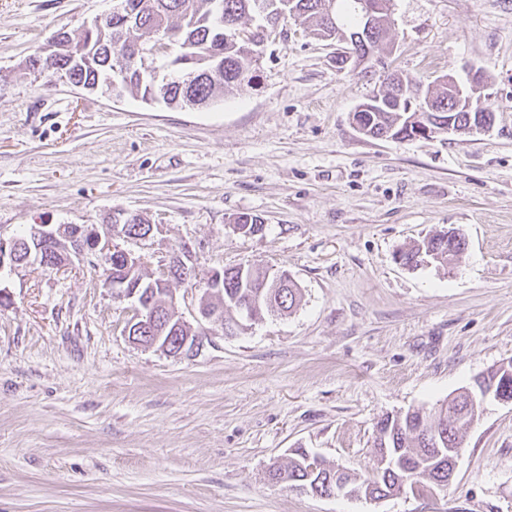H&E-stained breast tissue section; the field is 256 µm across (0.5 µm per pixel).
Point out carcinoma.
Instances as JSON below:
<instances>
[{
  "label": "carcinoma",
  "instance_id": "1",
  "mask_svg": "<svg viewBox=\"0 0 512 512\" xmlns=\"http://www.w3.org/2000/svg\"><path fill=\"white\" fill-rule=\"evenodd\" d=\"M131 5L133 15L112 12L105 26L92 31L83 30L72 36L59 34L53 43L30 55L26 66L32 71L60 75L75 85L94 86L112 77L114 68H125L124 75L112 92L130 94L144 101L153 99L152 74L141 61H134L127 47L129 28H137V36L150 39L158 28L178 32L177 53L169 65L178 66L199 74L202 80L193 86L181 85L171 78L162 100L172 107L183 108L194 102L208 107L232 93L245 80H252L259 62L258 47L276 32L280 23L289 19L298 21L313 34L336 39V28L352 36L361 30L363 16L372 12V32L345 45V48L364 58L389 36L391 0H266L267 12L260 17L256 13V0H120ZM237 23L244 19L255 22L249 41L228 38L225 21ZM413 80L392 75L384 91L377 93L378 100L361 111L360 128L365 136L377 139L385 129L402 139L412 138L408 132L406 110L409 97L406 89ZM448 87L440 82L434 87L422 89L415 104L420 119L430 134H443L448 128V112H453L459 128H468L469 117L493 110L479 99L472 102L469 112H455ZM464 246L459 240L452 244L445 234H436L400 252L399 258L406 265L418 264L424 257L439 263H449ZM112 279L128 280L135 284L143 279L138 270L125 264L112 262ZM300 300V289L288 278V274L271 266L239 265L224 269L223 294L215 298L213 305L224 310V335H233L240 329L237 316L239 307H251V320L259 321L272 312H288ZM172 312H162L156 317L152 330H144L135 339L143 346L167 347V353L180 349L184 334H177L166 320ZM512 362L481 375L485 381L501 384L511 379L505 391L512 396ZM474 388L465 389L448 399V404L433 413L408 410L394 416H386L377 423L373 447L376 448L377 464L366 477L340 471V468L324 458L317 461V470L309 469L308 451L294 449L288 462H274L267 470L268 479L285 484L291 489L316 485L321 492H340L338 483L363 486L370 490L374 499L396 494L398 472H391L382 465L384 453H389L407 464L410 490L426 487H447L450 458L448 449L460 448L463 432L474 419L480 417L483 400L471 396Z\"/></svg>",
  "mask_w": 512,
  "mask_h": 512
}]
</instances>
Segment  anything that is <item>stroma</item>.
Instances as JSON below:
<instances>
[{"label": "stroma", "mask_w": 512, "mask_h": 512, "mask_svg": "<svg viewBox=\"0 0 512 512\" xmlns=\"http://www.w3.org/2000/svg\"><path fill=\"white\" fill-rule=\"evenodd\" d=\"M112 0H0V231L157 224L125 242L143 275L183 244L199 271L272 265L301 290L236 335L175 305L200 333L172 356L132 343L130 301L103 268L0 275V512H512V402L485 404L445 490L381 500L268 482L305 448L347 471L376 462L377 422L437 410L512 359V0H393L377 65L290 22L251 82L206 109L110 96L30 72L53 35ZM487 77L488 132L372 139L353 109L385 72ZM260 218L261 234L233 219ZM459 233L451 265L401 249Z\"/></svg>", "instance_id": "stroma-1"}]
</instances>
